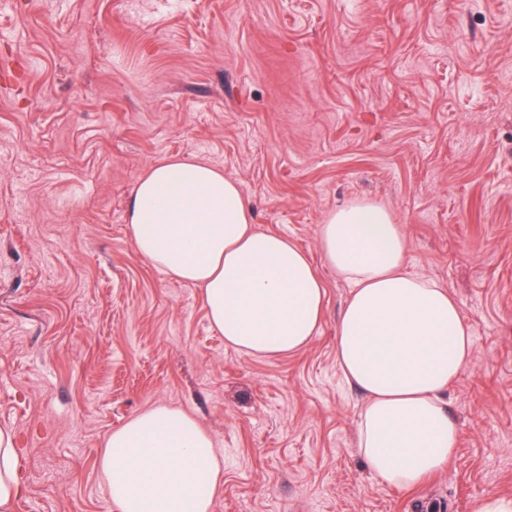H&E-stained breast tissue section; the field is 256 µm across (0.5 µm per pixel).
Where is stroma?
<instances>
[{
	"instance_id": "35a3bbf8",
	"label": "stroma",
	"mask_w": 512,
	"mask_h": 512,
	"mask_svg": "<svg viewBox=\"0 0 512 512\" xmlns=\"http://www.w3.org/2000/svg\"><path fill=\"white\" fill-rule=\"evenodd\" d=\"M0 426L15 512H116L107 436L184 410L224 472L212 512H475L512 496V0H0ZM182 157L234 179L254 227L318 257L336 207L395 215L409 273L474 340L444 470L400 490L356 448L336 363L349 289L307 347L243 355L198 287L135 250L136 180ZM19 459L14 448L13 433L0 428V511L13 512L15 503L23 494L18 477Z\"/></svg>"
}]
</instances>
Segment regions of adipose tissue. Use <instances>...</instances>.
I'll use <instances>...</instances> for the list:
<instances>
[{"instance_id": "adipose-tissue-1", "label": "adipose tissue", "mask_w": 512, "mask_h": 512, "mask_svg": "<svg viewBox=\"0 0 512 512\" xmlns=\"http://www.w3.org/2000/svg\"><path fill=\"white\" fill-rule=\"evenodd\" d=\"M137 252L202 290L211 323L247 356L304 348L323 318L320 268L350 288L336 322V362L363 396L357 448L370 472L411 489L444 468L460 429L442 400L474 342L457 302L407 272L404 234L371 200L331 211L318 227L320 263L288 238L260 232L237 184L209 164L169 158L139 177L129 209ZM119 512H211L223 474L209 434L167 406L114 430L100 457ZM10 430L0 428V512L23 494Z\"/></svg>"}]
</instances>
